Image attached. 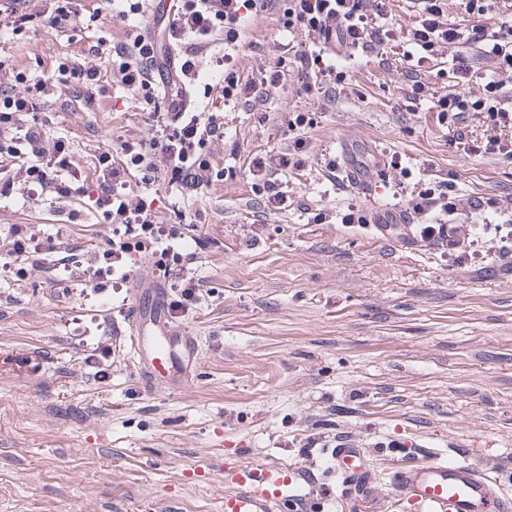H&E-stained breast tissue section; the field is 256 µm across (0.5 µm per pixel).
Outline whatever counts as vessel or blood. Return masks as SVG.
<instances>
[{"instance_id":"vessel-or-blood-1","label":"vessel or blood","mask_w":512,"mask_h":512,"mask_svg":"<svg viewBox=\"0 0 512 512\" xmlns=\"http://www.w3.org/2000/svg\"><path fill=\"white\" fill-rule=\"evenodd\" d=\"M162 288L134 294L126 320L128 345L136 356L144 386L158 380L182 382L199 356L197 337L173 332ZM332 460L344 481L367 494L372 481L363 468V453L352 443L333 449ZM236 489L226 494L222 512H277L285 502L302 501L299 488L274 467L245 465L236 473ZM394 484L415 512H512V499L502 496L497 480L467 458L401 463Z\"/></svg>"}]
</instances>
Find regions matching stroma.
<instances>
[{"label":"stroma","mask_w":512,"mask_h":512,"mask_svg":"<svg viewBox=\"0 0 512 512\" xmlns=\"http://www.w3.org/2000/svg\"><path fill=\"white\" fill-rule=\"evenodd\" d=\"M286 4L270 0L249 22L235 57L245 79H259L273 47L304 43L283 30ZM389 11L398 38L385 56L347 60L334 100L301 94L292 79L233 106L220 89L193 88L196 105L224 115L214 151L235 175L186 198L165 184L145 194L159 222L202 214L211 239L191 264L199 298L172 321L200 339L190 380L143 389L117 340L134 289L154 283L148 259L134 258L126 288L103 297L63 264L0 271V512H219L244 462L281 468L302 487L305 501L283 512H383L394 461L512 462V267L455 264L441 245L372 224L381 210L401 214L413 187L450 178L463 197L497 199L500 214L473 223H500L512 213V155L464 154L436 113L409 103L404 35L418 12L413 0H390ZM102 39L126 43L128 29L102 0H81L71 27L32 23L0 42L17 90L42 89L40 120L69 138L87 178L101 153L150 138L146 117L164 106L128 95L108 67L93 108L75 100L57 65ZM294 111L314 118L307 158L283 177L286 205L268 210L248 163L292 150ZM340 140L368 165L370 193L329 173ZM355 204L366 226L341 223ZM11 224L64 225L62 259L100 260L112 240L86 196L2 203L0 228ZM337 436L374 462L377 497L344 493L323 448Z\"/></svg>","instance_id":"obj_1"}]
</instances>
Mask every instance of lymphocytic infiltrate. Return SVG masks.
<instances>
[{
    "instance_id": "1",
    "label": "lymphocytic infiltrate",
    "mask_w": 512,
    "mask_h": 512,
    "mask_svg": "<svg viewBox=\"0 0 512 512\" xmlns=\"http://www.w3.org/2000/svg\"><path fill=\"white\" fill-rule=\"evenodd\" d=\"M389 0H289L286 31L301 30L308 36L305 49L293 57L275 58L262 71L257 82L242 81L236 70L235 54L249 18L266 5V0H178L171 21L156 37L144 38L136 28L143 5L141 0H118L116 17L130 28V39L119 50L112 77L130 95L154 99L157 88L154 69L165 59L168 43L188 40L187 50L174 64L172 99H180L182 85L198 79L201 69H209L218 80L225 103L263 97L268 89L279 87L286 73H293L301 90L316 99L335 94L346 74L336 65L337 58L357 51L383 52L396 38L388 12ZM419 20L412 30L410 93L412 102H425L441 120L456 124L468 112L486 114L497 126L512 127V96L504 90L502 74L512 72V22L503 21L496 30L481 25L468 26L449 19L447 0H416ZM223 34L226 51L202 66L196 45ZM454 48L450 71L461 84H477L478 94L432 91L429 63L440 46ZM102 49L82 58H66L59 71L67 76L76 96L93 103L100 80ZM41 101L31 94H20L0 81V202L23 195L39 199L49 195L69 201L84 195L85 189L73 168L72 149L66 137L50 136L35 115ZM153 134L147 140L119 144V158L105 153L95 168V210L112 226V246L102 252L105 266L87 265L78 273L84 287L103 295L122 288L130 273L133 253H143L154 261V273L168 288L170 309L186 310L202 282L195 273H174L172 265L183 250H202L207 238L186 237L181 226L159 223L147 205L143 192L159 180H167L180 192L196 194L209 186L221 172L211 151L213 143L224 138V115L220 112H152L147 117ZM306 112L288 115L290 128L298 130L291 153L258 154L250 161L256 179L255 190L264 205L279 207L288 196L281 179L288 168L300 166L306 140L300 132L311 125ZM141 172L142 192L127 188L132 172ZM406 205L417 216L407 225L409 241L439 242L448 248V258L462 263L487 247L491 256L512 262V224H458L455 215L473 209L494 212L497 200L462 197L455 188L435 190L420 187L411 191ZM136 232L134 242L124 241L123 229ZM8 248L0 256V267L9 268L13 259L34 257L50 262L56 250L54 237L41 229L10 225L5 234Z\"/></svg>"
}]
</instances>
